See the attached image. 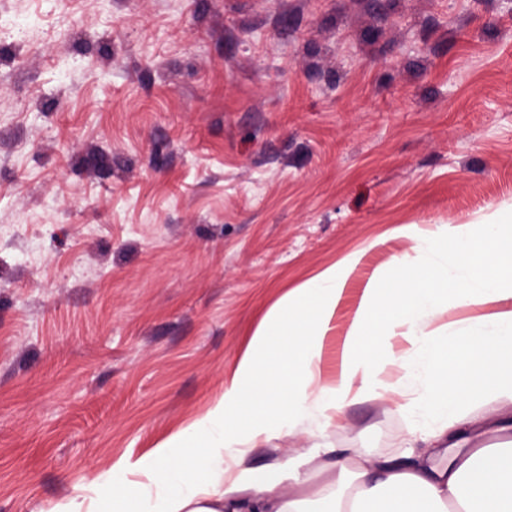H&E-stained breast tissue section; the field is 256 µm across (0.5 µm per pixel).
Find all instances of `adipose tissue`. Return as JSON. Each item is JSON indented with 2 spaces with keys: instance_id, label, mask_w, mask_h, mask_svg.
<instances>
[{
  "instance_id": "1",
  "label": "adipose tissue",
  "mask_w": 512,
  "mask_h": 512,
  "mask_svg": "<svg viewBox=\"0 0 512 512\" xmlns=\"http://www.w3.org/2000/svg\"><path fill=\"white\" fill-rule=\"evenodd\" d=\"M388 235L412 251L358 278L376 238L289 290L203 415L46 512H512V445L480 444L502 428L473 418L491 401L512 407V210ZM379 396L393 397L407 427L399 457L351 470L316 445L307 457L323 458L328 480L291 496L248 466L255 441L309 411L331 422Z\"/></svg>"
}]
</instances>
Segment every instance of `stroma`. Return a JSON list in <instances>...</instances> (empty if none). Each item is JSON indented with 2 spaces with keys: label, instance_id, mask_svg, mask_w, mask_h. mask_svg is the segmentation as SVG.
Instances as JSON below:
<instances>
[{
  "label": "stroma",
  "instance_id": "35a3bbf8",
  "mask_svg": "<svg viewBox=\"0 0 512 512\" xmlns=\"http://www.w3.org/2000/svg\"><path fill=\"white\" fill-rule=\"evenodd\" d=\"M512 205V0H0V512L212 406L289 289ZM389 397L250 464L397 454Z\"/></svg>",
  "mask_w": 512,
  "mask_h": 512
}]
</instances>
